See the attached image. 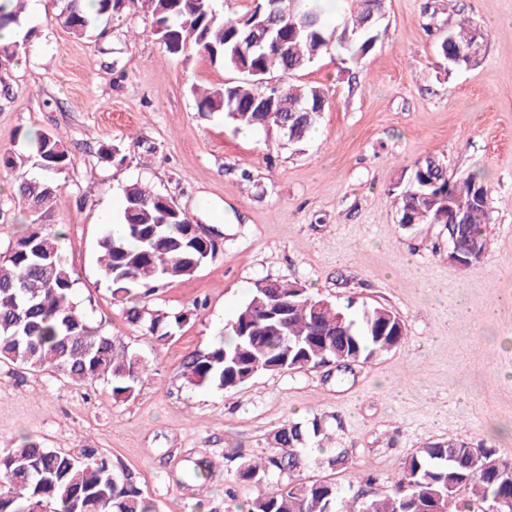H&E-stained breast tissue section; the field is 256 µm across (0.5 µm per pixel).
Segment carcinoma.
<instances>
[{
    "label": "carcinoma",
    "instance_id": "obj_1",
    "mask_svg": "<svg viewBox=\"0 0 512 512\" xmlns=\"http://www.w3.org/2000/svg\"><path fill=\"white\" fill-rule=\"evenodd\" d=\"M26 0L0 3V29L23 24ZM336 22L322 0H308L309 10L293 11L292 0L272 7L256 0L244 17L224 22L216 0H97L96 14L83 11L81 0H66L68 31L78 39L92 37L97 16L139 5L152 18L151 34L165 51L182 60L197 53L219 62L244 78L220 87H190L197 111L221 113L238 130L263 131L280 141L300 143L314 130L326 106L324 90L294 85L288 79L318 60L331 46L351 61L367 55L379 38L382 0H338ZM248 27L269 29L248 58L236 55V32ZM461 20L443 33L439 56L448 69L458 46L468 48L470 68L483 60L486 36ZM26 39L0 44V63L19 59ZM32 152L0 153V170L14 171L33 163L38 179L18 186V200L31 213V227L0 255V362L30 372L62 376L76 384L103 380L112 385V398L134 397L149 374L141 358L119 339L94 324L74 301L78 279L69 266L61 240L43 231L58 208L59 180L73 159L67 147L46 133L30 139ZM435 160L416 162L400 188L399 209L405 224L448 226V262L454 256L486 248L490 209L476 203L485 189L475 175L448 181L447 170L432 171ZM448 182L451 196L431 184ZM465 208L468 221L452 223V208ZM120 221L124 236H112V225L101 233L97 248L100 271L112 298L122 305L126 320L144 327L159 342L170 341L193 312H166L129 303L134 287L156 288L193 275L216 258L215 239L190 232L192 218L174 211L167 197L136 181L123 189ZM336 306L304 286L286 279L255 284L235 317L214 337L211 346L189 355L183 376L195 386L215 385L233 391L262 374L336 369L341 380L364 364L402 347L407 340L403 320L382 306H362L360 312ZM329 440L327 421L313 417L283 424L272 436V451L263 459H243L234 480L264 487L246 512H488L499 500L512 503V458L492 447L466 441L429 442L413 454L391 478L387 491L345 504L334 478L307 480L309 449ZM331 472L345 470L347 453L321 458ZM0 512H157L156 502L118 473L96 448L61 451L25 438L13 448H0Z\"/></svg>",
    "mask_w": 512,
    "mask_h": 512
}]
</instances>
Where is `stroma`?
I'll use <instances>...</instances> for the list:
<instances>
[{"label":"stroma","mask_w":512,"mask_h":512,"mask_svg":"<svg viewBox=\"0 0 512 512\" xmlns=\"http://www.w3.org/2000/svg\"><path fill=\"white\" fill-rule=\"evenodd\" d=\"M42 5L27 16L25 53L0 66V152L25 149L40 132L71 151L64 203L44 230L65 236L79 306L153 375L123 402L103 381L78 385L1 363L0 448L27 436L99 449L160 512H239L259 489L241 484L226 496L235 458L268 454L276 428L316 415L330 419V450L353 462L334 475L349 498L384 491L432 441L512 456V0H383L366 56L345 61L332 49L300 73L325 89L328 105L307 140L285 145L199 115L191 86H221L235 71L196 54L173 58L142 11L100 20L106 37L78 40L56 21L55 0ZM463 17L486 34V53L477 68L450 70L438 35ZM137 138L155 152L134 149ZM112 145L123 164L100 159ZM428 154L452 178L482 175L488 189L490 242L469 268L449 263L444 225L399 221L393 188ZM35 174L0 171V253L30 225L15 188ZM137 180L219 233L216 259L144 300L196 310L164 344L126 321L99 276L98 214L119 211ZM266 278L341 305L386 306L407 341L341 382L323 367L265 374L231 392L188 385L186 356L206 349ZM202 457L215 466L191 479ZM367 475L376 479L368 488Z\"/></svg>","instance_id":"1"}]
</instances>
